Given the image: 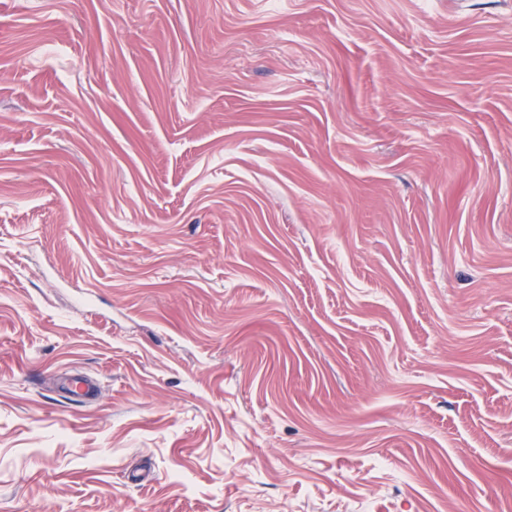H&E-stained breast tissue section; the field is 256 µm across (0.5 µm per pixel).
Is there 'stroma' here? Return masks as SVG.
I'll return each instance as SVG.
<instances>
[{"instance_id":"35a3bbf8","label":"stroma","mask_w":512,"mask_h":512,"mask_svg":"<svg viewBox=\"0 0 512 512\" xmlns=\"http://www.w3.org/2000/svg\"><path fill=\"white\" fill-rule=\"evenodd\" d=\"M507 498L512 0H0V512ZM61 392L79 401L93 400L98 396L95 382L83 373L66 375L60 383Z\"/></svg>"}]
</instances>
